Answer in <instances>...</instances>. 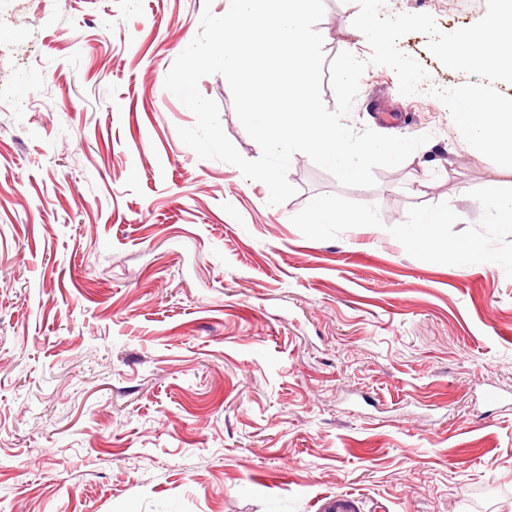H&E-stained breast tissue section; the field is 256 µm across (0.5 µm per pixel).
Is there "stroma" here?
I'll use <instances>...</instances> for the list:
<instances>
[{
  "mask_svg": "<svg viewBox=\"0 0 512 512\" xmlns=\"http://www.w3.org/2000/svg\"><path fill=\"white\" fill-rule=\"evenodd\" d=\"M221 0H0V512H512V224L475 200L512 172L460 141L447 108L401 95L324 0L326 59L365 60L355 131L426 136L345 187L304 154L296 194L199 159L164 87ZM485 0H387L441 31ZM421 33L399 46L448 88ZM242 157L258 144L227 80L203 77ZM364 216L311 224L312 200ZM479 242L424 259L427 211Z\"/></svg>",
  "mask_w": 512,
  "mask_h": 512,
  "instance_id": "1",
  "label": "stroma"
}]
</instances>
